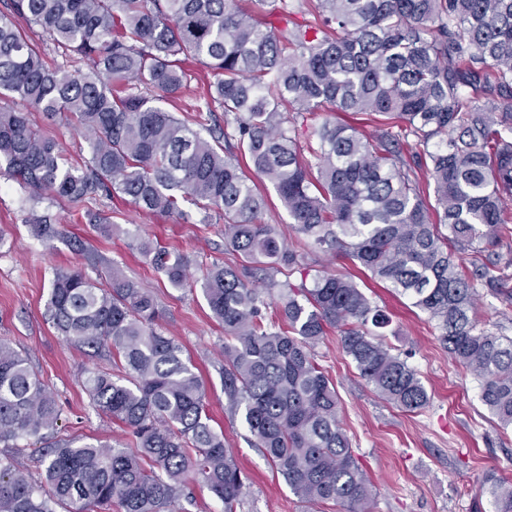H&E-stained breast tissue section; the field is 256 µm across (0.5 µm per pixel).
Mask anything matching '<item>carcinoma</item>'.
I'll list each match as a JSON object with an SVG mask.
<instances>
[{
    "instance_id": "obj_1",
    "label": "carcinoma",
    "mask_w": 512,
    "mask_h": 512,
    "mask_svg": "<svg viewBox=\"0 0 512 512\" xmlns=\"http://www.w3.org/2000/svg\"><path fill=\"white\" fill-rule=\"evenodd\" d=\"M4 2L0 99L74 119L90 157L63 164L29 113L0 107V162L39 199L80 207L117 195L167 216L183 215L186 200L224 215L225 245L242 261L212 265L201 289L231 338L227 410L298 498L341 512H371L373 501L314 358L327 330L389 403L417 412L430 395L378 339L390 318L358 284L325 271L307 279L305 253L261 222L258 179L309 245L355 261L435 322L482 403L512 428V337L477 328L475 313L477 284L503 287L512 259L471 271L459 257L482 242L512 252V0ZM298 13L310 18L297 23ZM16 18L84 67L45 65ZM190 58L210 79L180 118L161 102L187 90ZM319 111L390 122L365 134L327 119L303 149L298 119ZM29 224L37 238L59 237L48 211ZM68 244L81 263L55 273L46 314L66 340L112 354L113 369L86 371L83 386L133 446L56 441L39 449L38 485L1 458L0 512H185L191 483L238 512L246 475L212 425L201 376L159 329L156 299L81 239ZM139 250L172 287L193 286L187 258L150 241ZM284 269L300 284L280 282ZM265 293L280 301L278 322H265ZM62 414L28 356L0 341V443L44 440ZM480 490L496 512H512L511 479L490 471Z\"/></svg>"
}]
</instances>
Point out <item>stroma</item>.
Here are the masks:
<instances>
[{
    "label": "stroma",
    "mask_w": 512,
    "mask_h": 512,
    "mask_svg": "<svg viewBox=\"0 0 512 512\" xmlns=\"http://www.w3.org/2000/svg\"><path fill=\"white\" fill-rule=\"evenodd\" d=\"M33 120L55 138L71 162L89 158V147L74 122L49 119L36 112ZM49 210L60 230L81 238L119 267L127 278L155 294L162 312L159 325L178 340L201 374L205 402L213 426L222 431L247 476L242 512H337L331 505L302 502L277 478L270 463L248 442L242 420L224 412L221 374L224 331L213 318L201 290L176 289L137 251L141 239L158 241L189 257L190 273L200 278L212 264L234 265L239 256L224 246V220L183 203V216L148 213L130 202L100 198L87 209L105 214L111 231L88 223L83 210L64 200L34 201L31 190L11 179L0 166V340L27 354L64 407L55 440L84 443H131L119 424L99 416L83 388L84 371L109 364L106 354L67 342L45 314L56 270L73 256L58 239L35 238L27 222L32 207ZM316 270L350 276L372 305L391 318L382 340L416 368L431 396L418 413H406L384 401L357 377L336 332H328L315 348L317 361L335 383L339 419L352 447L374 484L372 512H494L489 494L478 491L488 470L512 477V429H502L480 398L478 383L462 377L440 343L439 329L418 309L406 307L390 289L371 279L359 265L330 258L307 248ZM482 328L512 336V303L480 286Z\"/></svg>",
    "instance_id": "1"
}]
</instances>
